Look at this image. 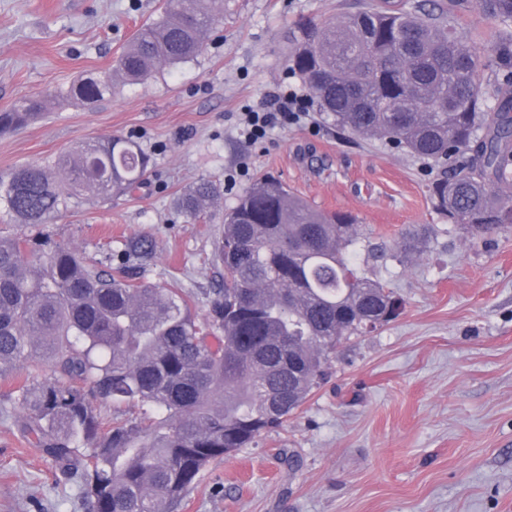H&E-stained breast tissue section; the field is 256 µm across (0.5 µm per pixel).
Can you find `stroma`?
Here are the masks:
<instances>
[{"mask_svg": "<svg viewBox=\"0 0 512 512\" xmlns=\"http://www.w3.org/2000/svg\"><path fill=\"white\" fill-rule=\"evenodd\" d=\"M365 0H224L203 52L148 80L116 84L103 105H55L0 136V180L88 140H137L151 158L141 188L98 199L27 230L100 261L129 239L152 244L142 280L188 291L205 315L224 285L211 261L226 209L260 176L278 177L327 211L349 212L386 255L360 266L404 299L402 314L343 344L326 380L283 427L210 464L180 512H512V227L473 236L438 213L440 167L357 137L311 112L308 122L247 141L237 119L304 83L288 56L304 28L341 21ZM159 0H0V112L84 73H110ZM220 188L206 219L175 197L199 178ZM429 224L420 251L396 243ZM0 376V512H85L78 489L53 485L5 397Z\"/></svg>", "mask_w": 512, "mask_h": 512, "instance_id": "stroma-1", "label": "stroma"}]
</instances>
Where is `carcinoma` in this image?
Listing matches in <instances>:
<instances>
[{"label":"carcinoma","mask_w":512,"mask_h":512,"mask_svg":"<svg viewBox=\"0 0 512 512\" xmlns=\"http://www.w3.org/2000/svg\"><path fill=\"white\" fill-rule=\"evenodd\" d=\"M506 36L494 55L457 35L463 0L437 15L370 8L313 32L291 53L312 103L337 126L423 160L448 146L465 162L432 187L457 226L512 224V0H478ZM224 0H164L113 66L0 112V135L51 101L87 105L112 78L145 80L193 60ZM495 70L488 94L482 68ZM150 158L108 136L15 170L0 182L5 216L47 224L93 198L140 187ZM220 196L199 179L175 199L189 221ZM212 261L224 288L208 313L177 286L138 281L148 243L130 240L111 273L61 244L0 236V375L26 370L7 395L23 432L96 512H178L211 462L281 427L327 376L336 344L398 316L394 292L356 266L364 247L350 214L317 209L278 178L247 188L223 215ZM52 374L41 375V364ZM147 407L104 427L96 402Z\"/></svg>","instance_id":"carcinoma-1"}]
</instances>
